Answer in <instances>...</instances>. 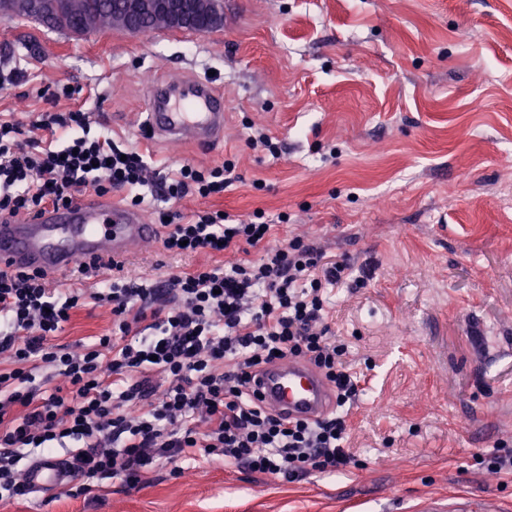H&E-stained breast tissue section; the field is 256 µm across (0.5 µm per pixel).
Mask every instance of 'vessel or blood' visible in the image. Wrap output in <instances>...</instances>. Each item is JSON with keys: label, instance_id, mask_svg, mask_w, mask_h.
Wrapping results in <instances>:
<instances>
[{"label": "vessel or blood", "instance_id": "obj_1", "mask_svg": "<svg viewBox=\"0 0 512 512\" xmlns=\"http://www.w3.org/2000/svg\"><path fill=\"white\" fill-rule=\"evenodd\" d=\"M226 104L219 89L201 79L153 86L146 123L153 135L206 145L224 133ZM161 227L134 207L94 203L47 206L35 217L0 224V270L55 276L80 261L124 263L139 244L152 243ZM254 387L262 404L289 420H313L331 409L333 394L320 372L301 359L267 366ZM65 459L47 458L31 466L32 490L52 491L67 482Z\"/></svg>", "mask_w": 512, "mask_h": 512}]
</instances>
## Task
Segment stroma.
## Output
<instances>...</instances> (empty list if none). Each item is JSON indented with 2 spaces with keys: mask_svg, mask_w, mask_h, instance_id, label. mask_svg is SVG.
I'll use <instances>...</instances> for the list:
<instances>
[{
  "mask_svg": "<svg viewBox=\"0 0 512 512\" xmlns=\"http://www.w3.org/2000/svg\"><path fill=\"white\" fill-rule=\"evenodd\" d=\"M16 64L0 113H91L163 175L232 161L223 194L175 211L259 212L276 243L302 236L344 259L353 277L331 290L328 321L365 383L347 471L288 483L158 465L143 487L109 480L98 501L39 492L0 512H413L439 497L512 512V481L477 461L512 448V0H224L209 32L81 37L0 16V69ZM182 76L223 91V139L148 130L153 84ZM224 261L156 243L128 268L156 282ZM111 329L90 304L56 341Z\"/></svg>",
  "mask_w": 512,
  "mask_h": 512,
  "instance_id": "1",
  "label": "stroma"
}]
</instances>
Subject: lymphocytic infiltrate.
<instances>
[{
	"mask_svg": "<svg viewBox=\"0 0 512 512\" xmlns=\"http://www.w3.org/2000/svg\"><path fill=\"white\" fill-rule=\"evenodd\" d=\"M231 173L186 162L147 196L142 154L93 132L88 113L27 124L0 113L1 220L75 203L88 189L102 198L125 188L132 205L161 200L165 252L236 256L150 284L120 266L98 288L60 290L39 273L0 271V354L10 360L0 371V501L28 495L29 463L68 439L78 473L68 493L92 500L103 480L134 488L154 465L177 477L202 457L288 483L350 467L343 410L358 399L361 375L327 322L329 290L347 280L348 265L300 237L274 244L272 225L221 210L168 220L166 203L223 193ZM90 303L109 307L111 334L77 350L56 343L73 310ZM288 357L333 385L335 406L321 419L292 422L260 404L252 377ZM157 374L166 388L156 389Z\"/></svg>",
	"mask_w": 512,
	"mask_h": 512,
	"instance_id": "lymphocytic-infiltrate-1",
	"label": "lymphocytic infiltrate"
}]
</instances>
